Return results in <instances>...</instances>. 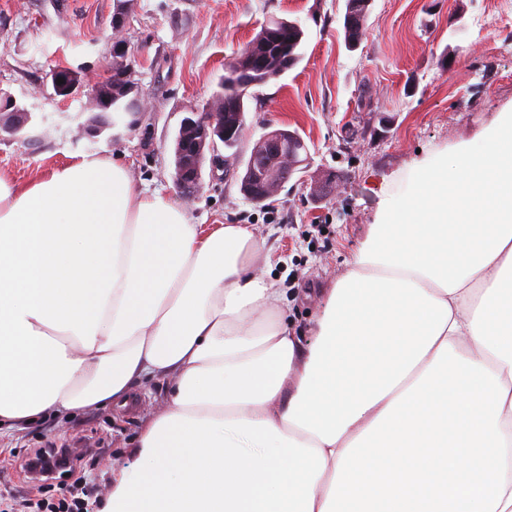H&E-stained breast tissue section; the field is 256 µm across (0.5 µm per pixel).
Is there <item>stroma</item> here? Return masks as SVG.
<instances>
[{"label":"stroma","mask_w":512,"mask_h":512,"mask_svg":"<svg viewBox=\"0 0 512 512\" xmlns=\"http://www.w3.org/2000/svg\"><path fill=\"white\" fill-rule=\"evenodd\" d=\"M498 0H373L357 48L344 41L345 0H131L128 61L147 104L135 128L116 125L80 136L92 89L112 69L115 0H0V88L30 112L22 137L0 140V168L20 181L107 155L146 194L178 199L172 141L186 112L219 91L224 66L273 18L298 21L303 57L261 88L246 114L245 148L264 133L297 131L306 146L299 178L272 200L248 201L236 174L205 163L200 192L185 208L194 224L246 223L272 257L266 275L287 290L286 315L311 339L317 298L347 270L405 175L512 113V27L489 26ZM77 72L81 84L56 96L52 73ZM334 178L338 193L312 196ZM168 387L136 385L127 404L72 416L50 414L0 431V497L19 503L32 489L20 458L46 443L96 448L94 462L58 475L107 500L113 466L126 463L148 418L165 412Z\"/></svg>","instance_id":"1"}]
</instances>
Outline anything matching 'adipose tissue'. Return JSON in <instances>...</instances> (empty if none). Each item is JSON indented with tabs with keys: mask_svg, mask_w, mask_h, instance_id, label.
I'll return each mask as SVG.
<instances>
[{
	"mask_svg": "<svg viewBox=\"0 0 512 512\" xmlns=\"http://www.w3.org/2000/svg\"><path fill=\"white\" fill-rule=\"evenodd\" d=\"M405 183L305 342L249 227L0 171V426L161 380L102 512H512V113Z\"/></svg>",
	"mask_w": 512,
	"mask_h": 512,
	"instance_id": "1",
	"label": "adipose tissue"
}]
</instances>
